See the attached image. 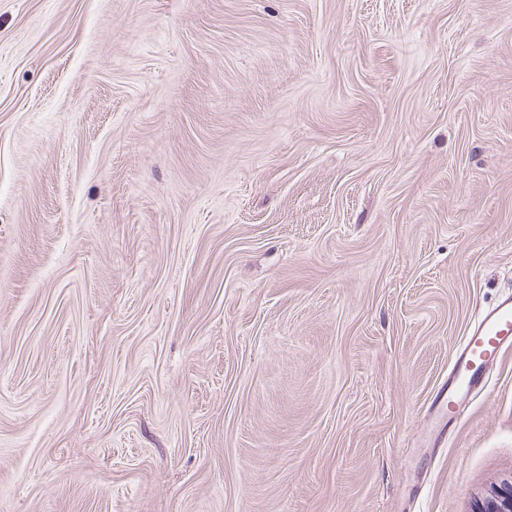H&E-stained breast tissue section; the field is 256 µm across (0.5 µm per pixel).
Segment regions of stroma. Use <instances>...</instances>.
<instances>
[{
	"mask_svg": "<svg viewBox=\"0 0 512 512\" xmlns=\"http://www.w3.org/2000/svg\"><path fill=\"white\" fill-rule=\"evenodd\" d=\"M509 293L512 0H0V512H472ZM512 351V296L508 295L482 311L468 328L456 349L448 380L437 391L429 410L455 408V401H465L473 392L487 387L490 371L499 366Z\"/></svg>",
	"mask_w": 512,
	"mask_h": 512,
	"instance_id": "35a3bbf8",
	"label": "stroma"
}]
</instances>
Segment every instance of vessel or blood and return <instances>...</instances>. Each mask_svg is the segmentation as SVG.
<instances>
[{"instance_id":"b4317fda","label":"vessel or blood","mask_w":512,"mask_h":512,"mask_svg":"<svg viewBox=\"0 0 512 512\" xmlns=\"http://www.w3.org/2000/svg\"><path fill=\"white\" fill-rule=\"evenodd\" d=\"M512 353V296H506L482 311L468 328L456 349L448 380L433 401L436 407L451 408L472 393L483 392L490 372Z\"/></svg>"}]
</instances>
